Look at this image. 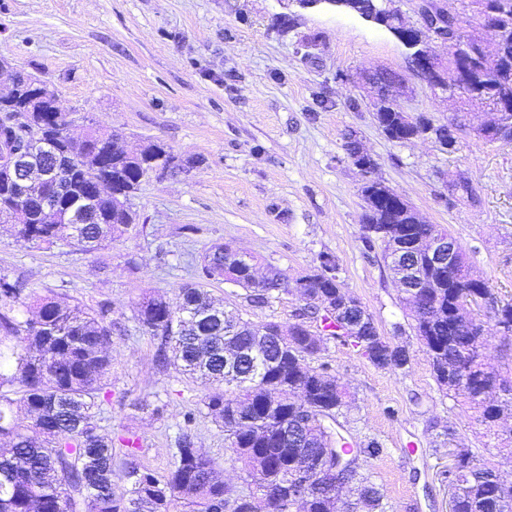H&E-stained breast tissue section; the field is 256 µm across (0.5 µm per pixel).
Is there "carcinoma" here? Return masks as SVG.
I'll use <instances>...</instances> for the list:
<instances>
[{
    "label": "carcinoma",
    "instance_id": "1",
    "mask_svg": "<svg viewBox=\"0 0 512 512\" xmlns=\"http://www.w3.org/2000/svg\"><path fill=\"white\" fill-rule=\"evenodd\" d=\"M493 12L500 38L490 52L481 39L461 25L448 26V40L466 45L474 80L469 100L495 97L512 99V0H469ZM16 105L27 110L33 121L51 130L53 150L60 164L40 153L32 155L31 168H57L51 183L41 189L20 187L11 171L0 166V223L15 222L16 241L24 245L51 247L66 244L78 251L101 249L136 227V218L112 209V200L95 199L89 190L91 171L116 180L117 188L132 194L146 180L145 171L154 163L177 174L191 160L184 159L163 144L142 160L130 155L122 136L88 123L83 140L71 137L68 122L56 115L47 102L26 87ZM389 102L378 113L384 135L404 142L416 137L428 118H416L407 128L399 123ZM512 133V114L495 132L477 136L483 144L496 142ZM367 224H390L401 234L400 241L412 244L427 236L432 224L416 223L384 196L376 180L363 183ZM61 211H70V224H50L43 215L45 199ZM251 254H238L230 246L206 252L195 269V281L178 288L176 301L144 297L136 307L134 320L139 331L159 340L158 361L173 368L205 389L203 407L214 422L224 428L225 462L245 474L246 488L233 496L224 487L214 461L196 447L191 425L195 413H184L171 449L172 465L158 474L137 462L139 445L125 439L130 461L123 467V481L114 480L112 438L99 432L102 405L112 397V363L108 348L119 330L112 320V304L94 306L71 303L61 296L34 297L22 283L0 272V344L16 342L14 368L0 371V441L9 445L0 453V512H336L327 497L336 475L353 471L346 489L355 496L349 512H387L383 491L362 472V463L382 453L372 440L356 448L338 443L337 433L327 429L325 420H336L353 399L346 386L327 365L310 366L325 340L333 339L356 348L374 366L397 372L409 363L407 352L393 346L381 335L373 315L368 313L353 327L340 321L361 306L338 280L307 274L311 294L329 301L334 316L305 307L302 315L319 322L322 333L309 334L303 321L288 323V335L277 339L261 335V326L227 311L215 303L206 285L224 281L245 291L253 307H262L287 281L278 269H270L260 281L253 280ZM438 277L424 266L404 277L402 303L414 321L413 329L426 350L433 375L448 392L463 398L478 413L487 429L496 426L503 414H512V399H489L492 388L508 378L485 363L487 340L484 319L478 318L461 299L464 291L494 293L489 282L454 270L444 274L438 288L420 287L421 279ZM20 308L32 316L19 320ZM485 319L501 317L512 321V301H495L486 308ZM472 342L464 356L456 349L461 340ZM258 348L264 360L232 366L243 375L233 383L224 381V347ZM458 367L468 372L482 396L457 389L446 372ZM8 386L12 392L1 391ZM312 401L324 416L312 413L307 425L308 443L285 444V425L303 417L304 401ZM29 419L24 425L19 414ZM310 457L320 466L309 480L303 501H289L288 475L298 459ZM459 470L449 482L456 490L455 512H502L501 504L512 494L492 479L493 469L477 459L471 449H458Z\"/></svg>",
    "mask_w": 512,
    "mask_h": 512
}]
</instances>
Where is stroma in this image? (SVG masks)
Returning a JSON list of instances; mask_svg holds the SVG:
<instances>
[{
    "mask_svg": "<svg viewBox=\"0 0 512 512\" xmlns=\"http://www.w3.org/2000/svg\"><path fill=\"white\" fill-rule=\"evenodd\" d=\"M0 58L55 88L63 111L122 132L130 146L161 142L197 161L189 178L144 182L131 199L137 232L91 254L27 247L0 224V272L38 296L112 304L122 331L109 348L112 402L102 434L138 437L142 463L165 472L183 415L202 397L158 366L156 340L133 319L143 297L174 298L216 245L251 253L258 271L274 267L292 280L328 253L381 334L410 353L397 373L333 339L315 359L355 397L338 417L343 435L384 448L367 472L390 512H449L448 470L462 447L512 484V457L433 378L381 248H363L364 177L346 151L357 137L376 178L424 221L447 226L474 270L511 300L512 142L467 135L449 153L429 139H387L366 72L401 74L397 101L409 114L443 125L455 111L410 71L393 35L346 10L296 0H0ZM455 175L471 182L472 199L450 196ZM208 289L257 324L292 321L301 305L283 293L253 307L239 287L214 281ZM193 433L241 491L242 473L224 461L223 430L200 413Z\"/></svg>",
    "mask_w": 512,
    "mask_h": 512,
    "instance_id": "35a3bbf8",
    "label": "stroma"
}]
</instances>
